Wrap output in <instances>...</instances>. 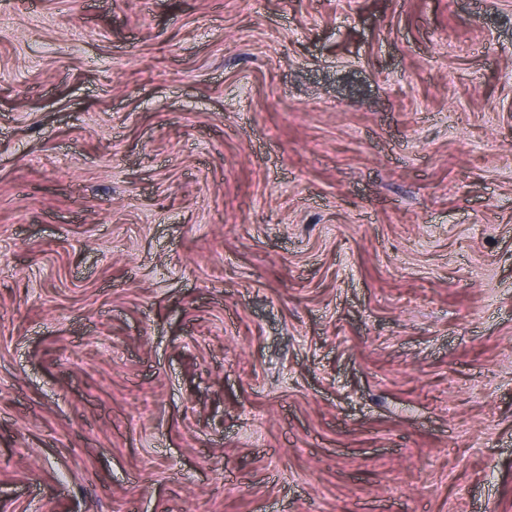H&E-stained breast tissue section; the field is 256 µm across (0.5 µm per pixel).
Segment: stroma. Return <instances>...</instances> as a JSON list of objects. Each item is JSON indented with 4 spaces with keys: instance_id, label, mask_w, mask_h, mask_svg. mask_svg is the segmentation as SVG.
<instances>
[{
    "instance_id": "1",
    "label": "stroma",
    "mask_w": 512,
    "mask_h": 512,
    "mask_svg": "<svg viewBox=\"0 0 512 512\" xmlns=\"http://www.w3.org/2000/svg\"><path fill=\"white\" fill-rule=\"evenodd\" d=\"M0 15V512H512V0Z\"/></svg>"
}]
</instances>
